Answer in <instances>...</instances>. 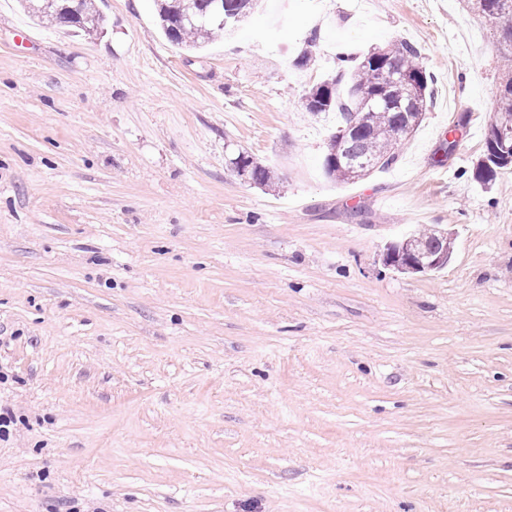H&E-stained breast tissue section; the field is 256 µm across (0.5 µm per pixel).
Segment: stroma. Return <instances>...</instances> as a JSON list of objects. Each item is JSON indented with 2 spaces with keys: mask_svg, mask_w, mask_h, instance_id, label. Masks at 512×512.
Listing matches in <instances>:
<instances>
[{
  "mask_svg": "<svg viewBox=\"0 0 512 512\" xmlns=\"http://www.w3.org/2000/svg\"><path fill=\"white\" fill-rule=\"evenodd\" d=\"M100 8L69 37L0 0V512H512V173L473 178L493 30L464 0H261L188 51L152 0ZM397 40L430 107L330 182L339 118L303 96ZM440 227L446 267L385 265ZM236 172L241 176L244 172L247 183L265 190L276 186L273 170L255 160L248 152H239L234 161Z\"/></svg>",
  "mask_w": 512,
  "mask_h": 512,
  "instance_id": "35a3bbf8",
  "label": "stroma"
}]
</instances>
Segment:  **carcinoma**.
Segmentation results:
<instances>
[{
    "label": "carcinoma",
    "instance_id": "cac0c4a2",
    "mask_svg": "<svg viewBox=\"0 0 512 512\" xmlns=\"http://www.w3.org/2000/svg\"><path fill=\"white\" fill-rule=\"evenodd\" d=\"M158 23L165 36L188 50L203 47L227 30L213 17L214 0H154ZM470 8L495 30L500 43L499 69L503 78L497 92V107L485 132L483 160L475 170L476 179L491 183L501 172L512 171V138L503 140L499 132L512 135V0H468ZM28 14L56 27L66 26L64 5L79 8L83 26L90 34L104 30L105 16L95 0H58L49 10L35 8L36 0H21ZM420 52L400 41L373 50L351 67L347 101L340 100L335 81L317 84L306 91L308 111L314 115L341 109L342 121L331 136L322 167L335 182L358 179L350 162L369 158L368 172L394 165L401 146L420 126L431 100L432 76L419 63ZM236 172L247 183L265 190L276 186L273 170L247 152L234 161ZM406 245L439 252L445 242L432 233L404 236Z\"/></svg>",
    "mask_w": 512,
    "mask_h": 512
}]
</instances>
